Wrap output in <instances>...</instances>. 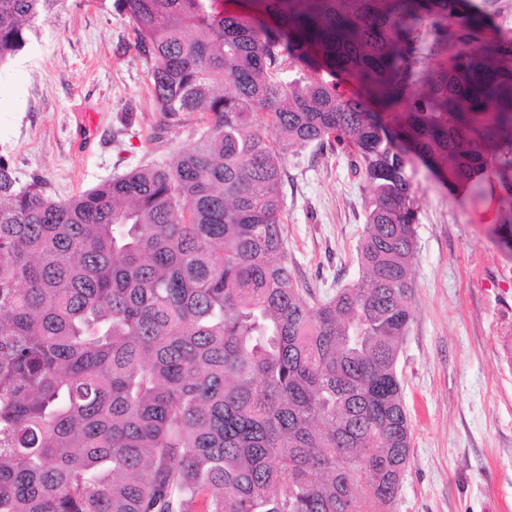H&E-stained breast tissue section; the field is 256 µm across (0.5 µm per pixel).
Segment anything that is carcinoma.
<instances>
[{
    "label": "carcinoma",
    "instance_id": "1",
    "mask_svg": "<svg viewBox=\"0 0 512 512\" xmlns=\"http://www.w3.org/2000/svg\"><path fill=\"white\" fill-rule=\"evenodd\" d=\"M57 2L0 0L1 64ZM254 2L276 26L97 0L129 17L165 120L196 115L165 164L55 201L0 155V512H382L401 492L410 170L499 196L512 250V41L474 0ZM311 145L354 152L370 192L359 277L325 294L283 252L284 159Z\"/></svg>",
    "mask_w": 512,
    "mask_h": 512
}]
</instances>
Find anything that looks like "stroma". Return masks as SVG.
<instances>
[{
	"instance_id": "obj_1",
	"label": "stroma",
	"mask_w": 512,
	"mask_h": 512,
	"mask_svg": "<svg viewBox=\"0 0 512 512\" xmlns=\"http://www.w3.org/2000/svg\"><path fill=\"white\" fill-rule=\"evenodd\" d=\"M197 139L167 126L127 16L61 0L0 64V154L21 180L65 200ZM284 247L296 276L330 289L357 279L369 190L347 152L288 155ZM414 319L399 369L413 440L392 512H512V254L498 244L497 197L471 203L424 166Z\"/></svg>"
}]
</instances>
